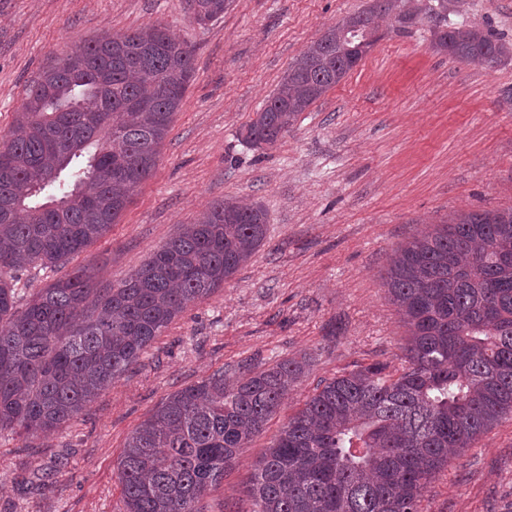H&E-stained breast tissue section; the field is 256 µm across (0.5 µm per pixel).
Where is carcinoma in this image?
<instances>
[{
    "label": "carcinoma",
    "instance_id": "carcinoma-1",
    "mask_svg": "<svg viewBox=\"0 0 512 512\" xmlns=\"http://www.w3.org/2000/svg\"><path fill=\"white\" fill-rule=\"evenodd\" d=\"M226 0H191L205 26ZM425 21L433 46L493 67L509 47L448 23V0H373L312 42L246 128L278 141L381 39ZM29 89L0 142V431L47 434L84 411L189 303L205 298L266 239L262 205L224 200L117 285L73 269L20 305L14 272L52 268L104 236L154 170L194 80V50L152 26L76 42ZM384 287L408 329L405 366L358 365L324 380L256 462L249 512H422L448 451L512 413V208L450 213L390 260ZM306 360L230 378L218 370L169 395L117 463L127 512H205L203 497L261 434Z\"/></svg>",
    "mask_w": 512,
    "mask_h": 512
}]
</instances>
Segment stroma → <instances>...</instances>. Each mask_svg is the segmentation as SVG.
Listing matches in <instances>:
<instances>
[{"mask_svg":"<svg viewBox=\"0 0 512 512\" xmlns=\"http://www.w3.org/2000/svg\"><path fill=\"white\" fill-rule=\"evenodd\" d=\"M372 0H228L198 25L188 0H0V136L72 40L146 25L195 50L196 73L157 165L116 224L70 259L119 283L214 203H261L263 244L194 301L90 407L49 435L0 432V512H126L116 464L169 394L217 370L306 357L264 431L209 488L206 512H249L256 461L318 383L376 361L402 368L406 329L383 287L395 249L452 212L512 207V55L437 52L427 24L383 38L275 145L242 133L289 65ZM448 20L512 47V0H448ZM423 512H512V414L432 478Z\"/></svg>","mask_w":512,"mask_h":512,"instance_id":"1","label":"stroma"}]
</instances>
